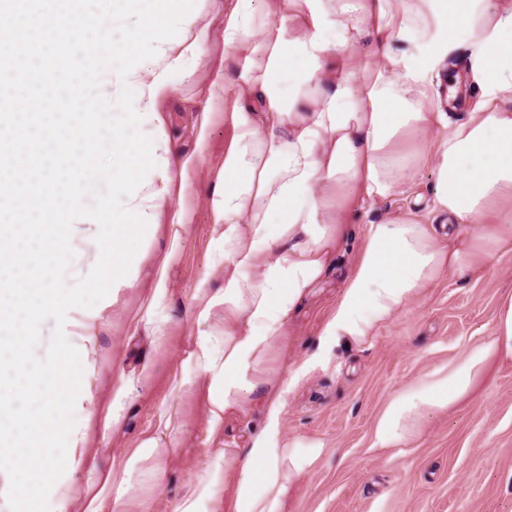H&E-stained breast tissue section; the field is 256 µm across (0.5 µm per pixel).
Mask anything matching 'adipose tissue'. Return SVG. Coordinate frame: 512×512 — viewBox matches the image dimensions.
Instances as JSON below:
<instances>
[{
    "mask_svg": "<svg viewBox=\"0 0 512 512\" xmlns=\"http://www.w3.org/2000/svg\"><path fill=\"white\" fill-rule=\"evenodd\" d=\"M251 2L237 0L225 19L224 46L247 61L269 49L270 73L246 75L230 90L219 73L211 91L231 93L237 101L264 94L276 119L270 123L264 112L240 107L232 114L235 136L211 194V233L224 246L211 271L224 286L197 312L198 323L210 329L197 336L190 354L194 379L178 374L172 383L205 394L211 437L219 436L227 414L246 412L258 401L265 405V421L250 448L212 449L192 495L175 512H201V503L223 482L232 483L233 491L218 512H286L295 484L322 456L319 442L280 437L285 388L267 363L282 345L290 317L351 236L346 200L383 197L413 180L423 157L398 145L445 121V113L424 111L422 101L463 32L471 42L469 80L480 99L432 153L433 209L453 230L441 235L401 218L368 225L323 333L370 342L442 275L478 271L512 253V0H266L267 16L279 22L270 45L261 38L263 22ZM301 6L316 27L298 36L292 23ZM361 12L373 15L384 39L409 38L413 52H386L374 64H362L350 52L349 24ZM328 15L339 18L329 33L318 26ZM206 38L205 31L187 28L181 43L166 44L151 77L132 75L143 92L139 112L150 113L170 98L171 73L200 59ZM333 56L343 57V67L316 111L299 115L280 105L272 74L305 79ZM158 153L157 173L132 203L153 215L175 193L172 167L195 161L166 146ZM219 306L224 317L216 326ZM503 360H512V292L501 298L488 336L390 397L375 421L376 447L403 453L427 416L469 399L492 363ZM166 452L162 435L145 436L120 465L98 470L97 479L126 491L142 465L146 481L159 483Z\"/></svg>",
    "mask_w": 512,
    "mask_h": 512,
    "instance_id": "adipose-tissue-1",
    "label": "adipose tissue"
}]
</instances>
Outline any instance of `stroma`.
<instances>
[{"label": "stroma", "instance_id": "1", "mask_svg": "<svg viewBox=\"0 0 512 512\" xmlns=\"http://www.w3.org/2000/svg\"><path fill=\"white\" fill-rule=\"evenodd\" d=\"M234 2L199 0L196 25L208 31L203 54L172 74L173 93L161 106V124L142 127L148 136L164 134L175 150L198 158L195 165L174 170L184 190L163 212L168 218L185 210L189 224L178 242L161 233L146 242L136 287L122 289L105 308L69 312L64 325L71 331L79 322L96 324L84 349L91 374L75 404V429H82L94 408L100 383H111L113 375L122 373L139 384L137 397L122 403L121 434L97 426L96 464L64 471L62 483L79 489L94 483L97 467L126 456L143 434L159 426L168 405L177 403L182 409L177 451L166 461L161 485L129 492L124 512H174L209 460L203 403L196 394L174 390L171 376L180 372L193 377L195 368L187 357L205 330L194 317L197 298L223 285L209 272L211 257L220 248L211 237L210 192L234 136L233 103L211 96L210 84L218 72L227 87L241 81L243 62L224 47V19ZM469 54L467 37H460L434 79L439 88L453 79L462 83L457 98L443 103L444 112L469 111L477 98L464 84ZM338 69V61L332 60L302 84L288 73L278 75L276 82L281 94L299 92L309 112L316 97L332 93ZM435 181L428 159L412 185L383 198L348 199L355 237H362L367 225L397 217L440 223L431 209ZM172 246L177 256L163 302L150 319L123 325V318L140 307L139 290L148 285L155 260ZM355 258L352 249L335 257L332 270L290 319L284 344L268 363L270 373L286 384L280 434L319 441L325 448L297 483L291 512H512V361L492 364L470 399L427 419L405 454L372 447L375 420L396 390L457 359L493 328L502 295L512 291V254L496 258L488 271L437 280L370 344L336 347L323 336V326ZM263 418L259 403L250 412L228 414L225 447H250Z\"/></svg>", "mask_w": 512, "mask_h": 512}]
</instances>
